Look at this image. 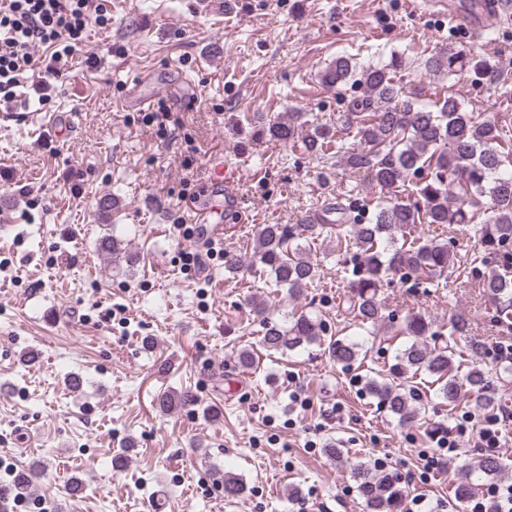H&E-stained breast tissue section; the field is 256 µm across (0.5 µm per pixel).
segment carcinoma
Returning a JSON list of instances; mask_svg holds the SVG:
<instances>
[{
  "instance_id": "carcinoma-1",
  "label": "carcinoma",
  "mask_w": 512,
  "mask_h": 512,
  "mask_svg": "<svg viewBox=\"0 0 512 512\" xmlns=\"http://www.w3.org/2000/svg\"><path fill=\"white\" fill-rule=\"evenodd\" d=\"M402 60L394 55L386 64L354 61L338 55L321 71L320 81L329 88L352 82L363 96L352 100L344 113L341 132L352 136L354 145L327 126L316 125L299 137L303 113L290 112L288 119L261 124L255 133L295 147L314 157L325 153L331 143L342 154L345 164L368 177L382 197L371 203L354 199L336 202V221L328 224H264L257 231L250 266L260 275L272 277L277 288L293 297L304 296L318 277V264L310 258V242L325 232L336 236V248L353 253L357 263L347 279L344 300L347 311L358 324L372 328L370 334L393 328L390 315L380 300L381 289L394 278L433 280L453 266V252L445 240L412 235L415 224H473L482 253L473 260L478 287L495 301V318L505 323L512 319V276L500 267H512V139L503 135L498 122L482 112H469L454 94L440 96L430 104L405 98L403 87L394 81ZM424 66L436 75L464 69L473 71L476 80L494 83L498 66L477 60L465 48L450 46L429 56ZM416 178L410 200L398 198L397 189ZM402 232V239L396 238ZM101 248L114 258L125 255L121 240L105 236ZM494 254L502 266H487ZM251 312L262 327L260 343L268 351L285 353L304 346H320L327 335L323 320L305 311H291L280 324L269 316L266 301H251ZM402 333L411 338L396 356L388 373L367 378L365 393L385 406L404 424L414 422L421 406L416 404L414 387L399 378L421 372L433 378L435 394L453 406L466 392L479 411L492 412L498 403L490 392L488 372L474 362L460 372L455 364V346L469 335V322L463 316L448 319V332L433 329V322L419 314L407 316ZM430 337L432 343L424 342ZM357 342L336 339L328 352L336 363L349 367L361 355ZM194 402L187 391L166 395L161 409L169 411ZM37 465L17 474L13 484L25 493L38 477ZM364 500L365 512H403L407 496L400 479L388 471L372 472L364 466L354 469ZM224 496L241 498L243 481L231 472L221 480Z\"/></svg>"
}]
</instances>
